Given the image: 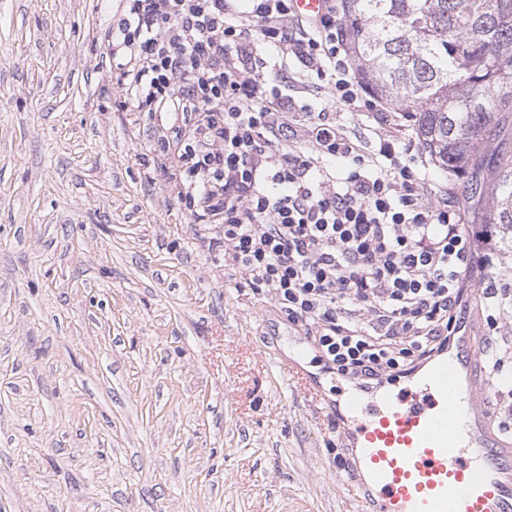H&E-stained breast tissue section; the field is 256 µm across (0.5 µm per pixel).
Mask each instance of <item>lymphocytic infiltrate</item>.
Masks as SVG:
<instances>
[{
  "instance_id": "obj_1",
  "label": "lymphocytic infiltrate",
  "mask_w": 512,
  "mask_h": 512,
  "mask_svg": "<svg viewBox=\"0 0 512 512\" xmlns=\"http://www.w3.org/2000/svg\"><path fill=\"white\" fill-rule=\"evenodd\" d=\"M116 96L174 116L173 188L224 227V263L311 336L332 375L370 389L446 352L470 271L485 272L486 325L512 316L496 225L463 224L411 148L367 153L328 113L289 94L288 61L352 110L381 105L357 80L329 0H119L107 34Z\"/></svg>"
}]
</instances>
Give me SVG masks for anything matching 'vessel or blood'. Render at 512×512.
Here are the masks:
<instances>
[{"instance_id":"vessel-or-blood-1","label":"vessel or blood","mask_w":512,"mask_h":512,"mask_svg":"<svg viewBox=\"0 0 512 512\" xmlns=\"http://www.w3.org/2000/svg\"><path fill=\"white\" fill-rule=\"evenodd\" d=\"M480 348L465 331L410 387L374 404L359 393L343 403L355 452L346 487L370 512H512V443L481 409Z\"/></svg>"}]
</instances>
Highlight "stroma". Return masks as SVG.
<instances>
[{
    "label": "stroma",
    "instance_id": "stroma-1",
    "mask_svg": "<svg viewBox=\"0 0 512 512\" xmlns=\"http://www.w3.org/2000/svg\"><path fill=\"white\" fill-rule=\"evenodd\" d=\"M114 0H0V512H357L312 341L224 265L112 93ZM375 151L386 120L314 100ZM465 224L468 181L426 162ZM306 346L323 400L276 365Z\"/></svg>",
    "mask_w": 512,
    "mask_h": 512
}]
</instances>
